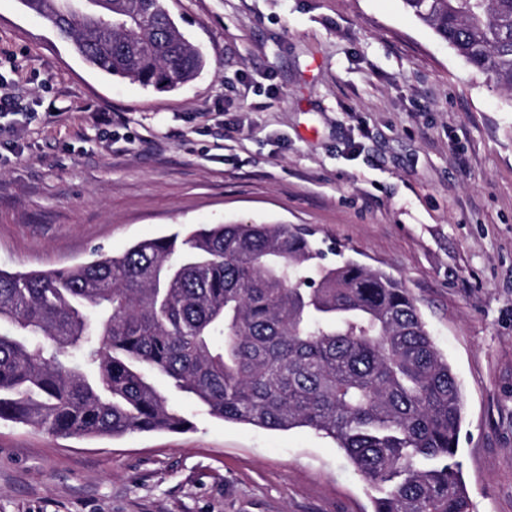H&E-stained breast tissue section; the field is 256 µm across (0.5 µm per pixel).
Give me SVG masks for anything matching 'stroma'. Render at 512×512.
<instances>
[{"mask_svg":"<svg viewBox=\"0 0 512 512\" xmlns=\"http://www.w3.org/2000/svg\"><path fill=\"white\" fill-rule=\"evenodd\" d=\"M206 65L175 91L86 65L0 0V268L119 254L184 224L313 229L415 298L460 383L470 512H512V93L402 0H166ZM110 125H101V116ZM184 432L0 422V512H372L308 428L227 422L156 377Z\"/></svg>","mask_w":512,"mask_h":512,"instance_id":"35a3bbf8","label":"stroma"}]
</instances>
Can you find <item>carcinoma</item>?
<instances>
[{
  "mask_svg": "<svg viewBox=\"0 0 512 512\" xmlns=\"http://www.w3.org/2000/svg\"><path fill=\"white\" fill-rule=\"evenodd\" d=\"M402 2L512 90V0ZM57 3L44 19L110 76L174 91L205 67L165 0ZM133 6L124 28L102 21ZM152 373L216 418L333 439L382 493L373 512H470L462 394L414 298L382 271L326 261L310 230L208 224L0 270V420L82 438L188 429Z\"/></svg>",
  "mask_w": 512,
  "mask_h": 512,
  "instance_id": "1",
  "label": "carcinoma"
}]
</instances>
